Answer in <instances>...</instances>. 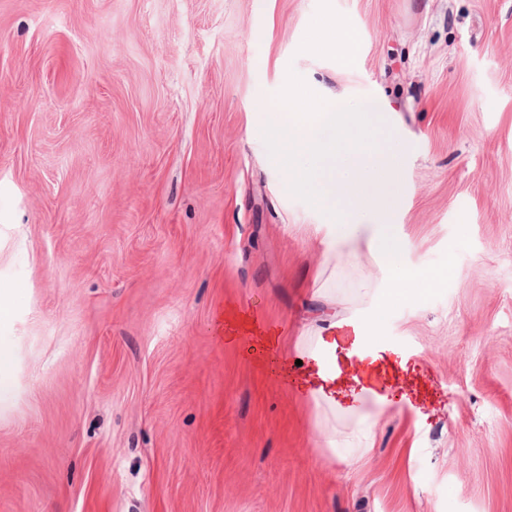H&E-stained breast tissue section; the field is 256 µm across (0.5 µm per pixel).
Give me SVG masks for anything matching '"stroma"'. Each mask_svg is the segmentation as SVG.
Wrapping results in <instances>:
<instances>
[{
	"mask_svg": "<svg viewBox=\"0 0 512 512\" xmlns=\"http://www.w3.org/2000/svg\"><path fill=\"white\" fill-rule=\"evenodd\" d=\"M291 76L386 108L405 262L448 272L389 308L382 402L288 383L393 286L267 160ZM1 288L0 512H512V0H0ZM325 43L336 50V62L341 68L351 67L356 59L358 33L347 25H330L325 31ZM14 367L13 348L0 341V407L10 403L15 395ZM375 422L371 421L369 417L364 418L361 421L359 428L357 429L355 439V448L352 454L348 457L347 464L352 465L353 463L363 459L371 451V444L373 440Z\"/></svg>",
	"mask_w": 512,
	"mask_h": 512,
	"instance_id": "obj_1",
	"label": "stroma"
}]
</instances>
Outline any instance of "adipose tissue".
<instances>
[{"mask_svg":"<svg viewBox=\"0 0 512 512\" xmlns=\"http://www.w3.org/2000/svg\"><path fill=\"white\" fill-rule=\"evenodd\" d=\"M385 109L360 101L320 102L288 79L274 105H259L257 127L273 166L288 176L289 191L322 210L328 224L322 240L327 255L359 260L355 242L382 258L397 288L378 299L361 322L330 320L320 352L298 367V386L309 388L314 403H335L352 377L336 356L338 331L351 330L369 373L382 376L377 345L389 306L410 300L434 285L439 273L416 270L403 261L404 238L390 219L405 190L398 170L403 151L384 120Z\"/></svg>","mask_w":512,"mask_h":512,"instance_id":"1","label":"adipose tissue"}]
</instances>
